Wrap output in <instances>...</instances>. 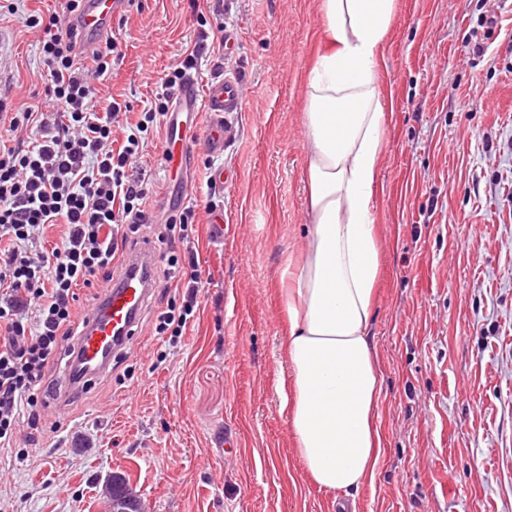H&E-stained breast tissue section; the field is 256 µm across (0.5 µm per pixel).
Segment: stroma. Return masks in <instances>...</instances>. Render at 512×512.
<instances>
[{"mask_svg":"<svg viewBox=\"0 0 512 512\" xmlns=\"http://www.w3.org/2000/svg\"><path fill=\"white\" fill-rule=\"evenodd\" d=\"M66 0H16L0 15V98L45 104L47 67L29 14ZM381 62L393 102L381 159L382 275L370 326L382 378L383 453L351 495L302 479L277 387L286 366L281 276L305 249V74L319 43L318 0H135L101 103L155 99L165 74L217 26L195 74L241 78L223 154L195 146L167 169L166 124L140 165L154 226L194 206L202 275L179 342L155 334L154 293L125 360L65 407L50 406L40 448L0 447V512H112L122 475L144 512H512V0H398ZM224 185L210 186L213 168ZM224 215L216 239L208 209ZM238 447L224 454V438Z\"/></svg>","mask_w":512,"mask_h":512,"instance_id":"35a3bbf8","label":"stroma"}]
</instances>
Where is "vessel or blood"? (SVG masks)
<instances>
[{"label": "vessel or blood", "mask_w": 512, "mask_h": 512, "mask_svg": "<svg viewBox=\"0 0 512 512\" xmlns=\"http://www.w3.org/2000/svg\"><path fill=\"white\" fill-rule=\"evenodd\" d=\"M126 8L127 0H83L81 11L71 23L84 42L93 45L110 36L113 22L122 17ZM244 96L245 87L239 78L226 76L202 85L195 76H187L167 121V157L191 152V143L180 131V118L201 112L208 117L199 134L203 147L214 153L223 152L224 117L241 111ZM151 263L147 254L129 252L120 278L102 292L84 331L74 342L75 365L84 373H106L115 354L124 347L125 336L138 324L141 308L150 294L144 278Z\"/></svg>", "instance_id": "vessel-or-blood-1"}]
</instances>
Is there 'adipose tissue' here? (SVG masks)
Segmentation results:
<instances>
[{
  "label": "adipose tissue",
  "mask_w": 512,
  "mask_h": 512,
  "mask_svg": "<svg viewBox=\"0 0 512 512\" xmlns=\"http://www.w3.org/2000/svg\"><path fill=\"white\" fill-rule=\"evenodd\" d=\"M305 78L306 247L290 269L281 408L305 479L348 493L373 480L381 379L368 334L380 277L375 190L392 100L379 71L397 0H319Z\"/></svg>",
  "instance_id": "adipose-tissue-1"
}]
</instances>
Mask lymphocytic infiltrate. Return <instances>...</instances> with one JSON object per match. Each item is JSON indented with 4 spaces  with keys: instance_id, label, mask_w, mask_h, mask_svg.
Instances as JSON below:
<instances>
[{
    "instance_id": "lymphocytic-infiltrate-1",
    "label": "lymphocytic infiltrate",
    "mask_w": 512,
    "mask_h": 512,
    "mask_svg": "<svg viewBox=\"0 0 512 512\" xmlns=\"http://www.w3.org/2000/svg\"><path fill=\"white\" fill-rule=\"evenodd\" d=\"M24 24L44 32L39 45L48 69L49 111H8L0 102V127L34 125L30 145H0V445L25 424L26 442L40 446L42 411L60 389L52 378L71 356L70 343L86 320L78 286L107 288L140 225L150 218L143 204L148 183L127 174L143 151L142 135L166 117L169 105L198 51L161 84L154 106L143 110L121 146L112 128L124 114L121 103L99 109L94 81L111 76L121 56L118 38L84 53L71 26L58 16L31 14ZM66 227L59 247L29 254L28 244L45 226ZM166 288L183 289L157 317V334L182 336L202 286L196 253H171L163 271Z\"/></svg>"
}]
</instances>
